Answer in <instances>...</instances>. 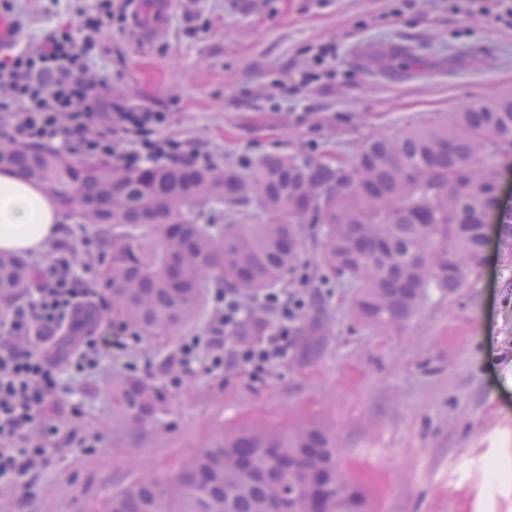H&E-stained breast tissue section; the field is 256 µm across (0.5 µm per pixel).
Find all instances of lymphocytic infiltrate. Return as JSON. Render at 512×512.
I'll list each match as a JSON object with an SVG mask.
<instances>
[{"label": "lymphocytic infiltrate", "instance_id": "lymphocytic-infiltrate-1", "mask_svg": "<svg viewBox=\"0 0 512 512\" xmlns=\"http://www.w3.org/2000/svg\"><path fill=\"white\" fill-rule=\"evenodd\" d=\"M112 0H100L95 18L65 28L33 47L0 60V142L62 144L71 154L104 158L125 168L146 162L209 163L190 141L155 137L168 116L133 107L111 94L92 97L96 83L87 50L112 21ZM104 254L97 239L85 236L58 250L25 296L0 314V483L24 488L40 467L59 430L66 393L45 346L73 324L88 304L105 305L93 271ZM212 322L186 337L172 368L174 381L223 367L224 332L233 329L241 357L258 366L288 359L290 332L303 303L288 293H269L255 303L227 291L218 294ZM265 313L263 336L242 335L246 316ZM132 328L99 323L85 333L69 364L84 373L115 349H125Z\"/></svg>", "mask_w": 512, "mask_h": 512}]
</instances>
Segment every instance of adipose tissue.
Listing matches in <instances>:
<instances>
[{"label": "adipose tissue", "mask_w": 512, "mask_h": 512, "mask_svg": "<svg viewBox=\"0 0 512 512\" xmlns=\"http://www.w3.org/2000/svg\"><path fill=\"white\" fill-rule=\"evenodd\" d=\"M63 214L38 185L0 173V250L40 252L60 233Z\"/></svg>", "instance_id": "1"}]
</instances>
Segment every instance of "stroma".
I'll use <instances>...</instances> for the list:
<instances>
[{
  "label": "stroma",
  "instance_id": "35a3bbf8",
  "mask_svg": "<svg viewBox=\"0 0 512 512\" xmlns=\"http://www.w3.org/2000/svg\"><path fill=\"white\" fill-rule=\"evenodd\" d=\"M98 2L13 5L23 39L37 42ZM411 45L422 53L403 63ZM91 56L113 98L167 113L157 137L192 139L240 170L270 154L348 161L371 137L512 92L500 0H178L161 38L141 42L116 21ZM489 235L463 288L432 290L413 319L383 330L357 321L349 281L323 276L307 245L287 285L306 302L290 355L261 371L238 360L174 384L181 342L200 323L167 343H130L80 377L59 365L74 411L28 490L0 485V512H102L112 492L173 470L217 431L303 420L334 432L369 512H512V249ZM116 373L151 375L166 397L142 441L112 434Z\"/></svg>",
  "mask_w": 512,
  "mask_h": 512
}]
</instances>
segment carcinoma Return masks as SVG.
Segmentation results:
<instances>
[{
	"instance_id": "obj_1",
	"label": "carcinoma",
	"mask_w": 512,
	"mask_h": 512,
	"mask_svg": "<svg viewBox=\"0 0 512 512\" xmlns=\"http://www.w3.org/2000/svg\"><path fill=\"white\" fill-rule=\"evenodd\" d=\"M512 149V94L472 102L448 121L410 124L364 142L336 165L265 156L242 173L220 164L125 169L76 161L45 145L1 144L0 172L41 185L107 247L112 316L150 340L201 320L212 290L256 299L288 283L306 240L322 270L348 276L368 328L413 318L438 288L465 286L483 259V218L496 210V159ZM27 257L0 251V299L31 287ZM103 313L88 305L80 330ZM77 334L58 339L69 356ZM152 380L112 376V430L141 439L162 424ZM313 512H368L342 469L332 432L246 425L220 431L174 472L139 477L105 512H284L288 492Z\"/></svg>"
}]
</instances>
